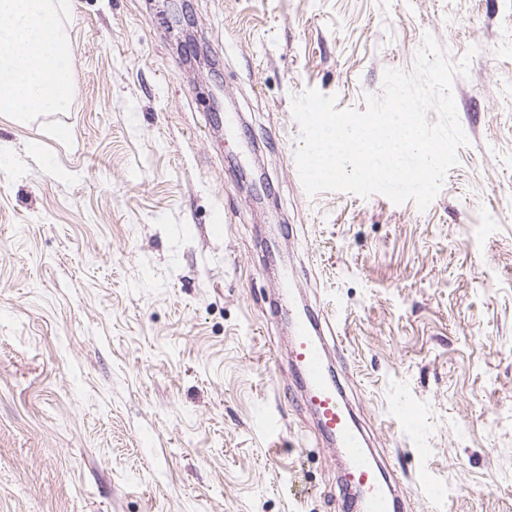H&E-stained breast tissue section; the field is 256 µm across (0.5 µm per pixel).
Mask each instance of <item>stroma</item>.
Listing matches in <instances>:
<instances>
[{
    "instance_id": "stroma-1",
    "label": "stroma",
    "mask_w": 512,
    "mask_h": 512,
    "mask_svg": "<svg viewBox=\"0 0 512 512\" xmlns=\"http://www.w3.org/2000/svg\"><path fill=\"white\" fill-rule=\"evenodd\" d=\"M54 2L73 97L0 116V512H338L279 252L416 512H512V0ZM428 34L469 61L437 196L308 195L294 97L365 111Z\"/></svg>"
}]
</instances>
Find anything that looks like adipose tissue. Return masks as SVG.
<instances>
[{"label":"adipose tissue","mask_w":512,"mask_h":512,"mask_svg":"<svg viewBox=\"0 0 512 512\" xmlns=\"http://www.w3.org/2000/svg\"><path fill=\"white\" fill-rule=\"evenodd\" d=\"M70 44L51 0H0V113L21 120L74 93Z\"/></svg>","instance_id":"obj_1"}]
</instances>
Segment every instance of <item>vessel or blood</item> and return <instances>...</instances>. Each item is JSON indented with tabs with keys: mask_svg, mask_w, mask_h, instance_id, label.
<instances>
[{
	"mask_svg": "<svg viewBox=\"0 0 512 512\" xmlns=\"http://www.w3.org/2000/svg\"><path fill=\"white\" fill-rule=\"evenodd\" d=\"M288 366L299 402L312 415L324 444L343 460L342 483L362 489V512H404L408 498L379 463L357 419L343 385L327 356L323 327L310 311L291 309Z\"/></svg>",
	"mask_w": 512,
	"mask_h": 512,
	"instance_id": "obj_1",
	"label": "vessel or blood"
}]
</instances>
